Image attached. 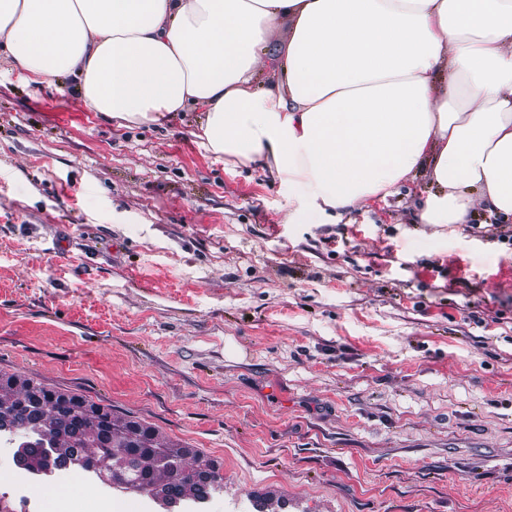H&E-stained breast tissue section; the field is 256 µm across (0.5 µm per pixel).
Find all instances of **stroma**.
Wrapping results in <instances>:
<instances>
[{
    "label": "stroma",
    "instance_id": "35a3bbf8",
    "mask_svg": "<svg viewBox=\"0 0 512 512\" xmlns=\"http://www.w3.org/2000/svg\"><path fill=\"white\" fill-rule=\"evenodd\" d=\"M201 111L124 126L0 50V373L224 464L205 512H512V242L408 176L292 224Z\"/></svg>",
    "mask_w": 512,
    "mask_h": 512
}]
</instances>
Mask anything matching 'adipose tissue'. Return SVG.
<instances>
[{
    "label": "adipose tissue",
    "instance_id": "obj_1",
    "mask_svg": "<svg viewBox=\"0 0 512 512\" xmlns=\"http://www.w3.org/2000/svg\"><path fill=\"white\" fill-rule=\"evenodd\" d=\"M0 45L121 125L202 109L210 153L268 171L303 205L289 219L344 217L422 170L420 223H469L476 200L512 223V0H0Z\"/></svg>",
    "mask_w": 512,
    "mask_h": 512
}]
</instances>
